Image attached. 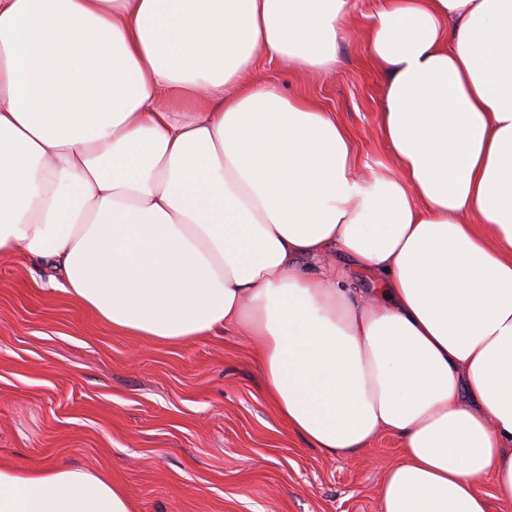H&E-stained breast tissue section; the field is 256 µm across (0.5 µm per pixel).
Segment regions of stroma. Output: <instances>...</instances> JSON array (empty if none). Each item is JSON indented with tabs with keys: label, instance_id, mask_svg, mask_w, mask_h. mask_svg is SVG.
Wrapping results in <instances>:
<instances>
[{
	"label": "stroma",
	"instance_id": "35a3bbf8",
	"mask_svg": "<svg viewBox=\"0 0 512 512\" xmlns=\"http://www.w3.org/2000/svg\"><path fill=\"white\" fill-rule=\"evenodd\" d=\"M384 0H356L358 25L326 74L262 78L316 99L349 130L358 171L397 174L380 133L382 78L367 22ZM384 433L334 457L291 433L266 397L258 356L229 328L177 345L112 331L24 253L0 258V463L59 462L111 474L136 512H381Z\"/></svg>",
	"mask_w": 512,
	"mask_h": 512
}]
</instances>
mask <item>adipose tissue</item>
<instances>
[{
  "instance_id": "1",
  "label": "adipose tissue",
  "mask_w": 512,
  "mask_h": 512,
  "mask_svg": "<svg viewBox=\"0 0 512 512\" xmlns=\"http://www.w3.org/2000/svg\"><path fill=\"white\" fill-rule=\"evenodd\" d=\"M355 25V0H0V256L150 343L243 332L293 434L400 438L382 512H491L512 502V0L372 15L395 176L251 81L261 54L333 70ZM0 512L135 506L102 472L0 463Z\"/></svg>"
}]
</instances>
